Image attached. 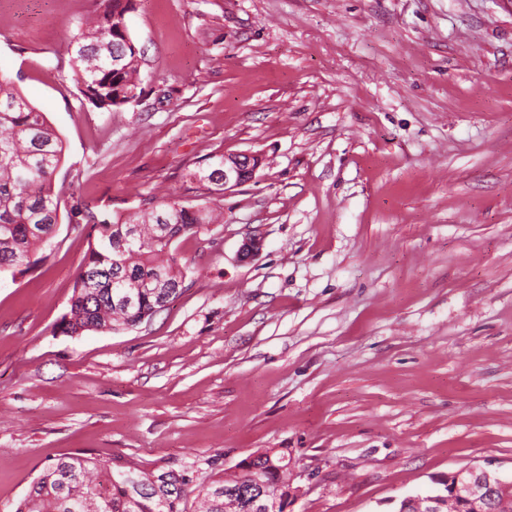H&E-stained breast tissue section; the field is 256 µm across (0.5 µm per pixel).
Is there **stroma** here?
I'll list each match as a JSON object with an SVG mask.
<instances>
[{
	"instance_id": "stroma-1",
	"label": "stroma",
	"mask_w": 512,
	"mask_h": 512,
	"mask_svg": "<svg viewBox=\"0 0 512 512\" xmlns=\"http://www.w3.org/2000/svg\"><path fill=\"white\" fill-rule=\"evenodd\" d=\"M101 0H0V71L65 143L50 246L0 275V512L58 455L199 486L284 449L288 512H395L512 477V0H131L144 94L94 108L67 46ZM262 160L212 193L214 154ZM224 221L130 329L58 333L90 225ZM259 252L242 259L246 238Z\"/></svg>"
}]
</instances>
